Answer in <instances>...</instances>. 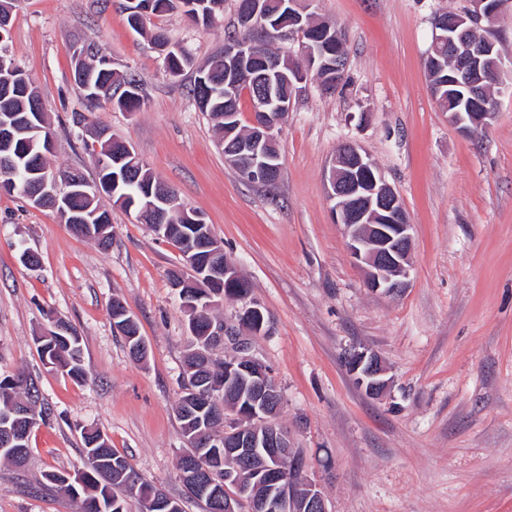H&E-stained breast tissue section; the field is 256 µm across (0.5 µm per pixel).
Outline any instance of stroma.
<instances>
[{
    "label": "stroma",
    "mask_w": 512,
    "mask_h": 512,
    "mask_svg": "<svg viewBox=\"0 0 512 512\" xmlns=\"http://www.w3.org/2000/svg\"><path fill=\"white\" fill-rule=\"evenodd\" d=\"M129 0H16L7 43L31 76L54 136L52 170L93 178V128L126 142L181 203L203 214L225 257L261 304L265 334L248 353L283 396L277 423L303 453L327 512H512V87L496 117L464 134L431 94L424 62L433 19L470 0H314L335 26L346 81L308 78L280 134L282 176L249 184L226 161L222 133L192 94L198 68L222 52L236 0L207 26L182 12L127 22ZM162 31L193 65L169 77L151 42ZM92 42L136 75L145 104L126 112L76 87V53ZM359 145L397 192L412 226L404 288H367L331 214L328 170ZM109 249L76 236L54 211L0 193V378L24 373L48 413L24 468L0 460V512H77L51 471L82 465V433L99 430L148 482L185 494L175 406L183 393L188 316L169 283L178 248L112 206ZM30 250L38 266L23 264ZM136 319L146 357L131 358L110 308ZM82 338L86 380L45 365L35 344L50 318ZM378 355L389 385L377 398L347 365Z\"/></svg>",
    "instance_id": "1"
}]
</instances>
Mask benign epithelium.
I'll return each mask as SVG.
<instances>
[{"mask_svg":"<svg viewBox=\"0 0 512 512\" xmlns=\"http://www.w3.org/2000/svg\"><path fill=\"white\" fill-rule=\"evenodd\" d=\"M299 0H288L289 13L294 27L274 31L269 27L266 0H238L237 28L250 29L257 34L251 40L236 37L224 43V94L232 98L247 84L255 89L257 103L252 115L251 128L236 142L237 158L243 161L241 170L252 180L267 185L276 184L282 170L275 166L271 148L278 145L282 125L290 112L293 97H282L277 92L281 82L297 89L307 80L308 73L327 70L331 80L321 84L325 90L342 84L345 77L344 58L333 49L332 40L323 37L318 41L304 42L307 69L280 68V55L271 43L285 40L293 32L309 29L304 22ZM509 0H471L467 14L442 13L434 18V46H448V58L454 62L449 83L466 89L471 103L482 107L480 112H454L453 120L468 132H476L490 125L493 109L483 100L489 99L488 82L499 86L504 74V59L495 52L492 41L479 42L471 37L477 26L485 23L492 27ZM37 189L30 199L37 208H57L60 195L47 189L58 187V177H49L47 170L37 171ZM328 195L334 202L335 221L345 228L347 246L354 257L365 265L366 286L374 291L394 293L405 286L410 271L412 249L411 224L405 215L397 193L386 182L368 155L350 142L342 144L330 167ZM65 184L71 191L87 196L114 197L110 185L89 183L78 178ZM176 207L186 223L197 228L204 224L203 217L193 210L176 205L169 188L157 182L149 193L143 210L164 215ZM223 248L217 240L201 247L182 250L183 266L174 269L171 285L178 291L183 305L207 309L227 288L241 295L246 285L241 282L237 268L220 263ZM257 336L265 331L264 314L259 304L251 301L241 309L238 325L224 326L225 338L240 340V330ZM350 370L357 383L370 396L384 392L388 381L380 359L366 351L349 357ZM239 370L253 379L252 398L245 411L237 414V423L224 430V512H291L293 502L304 500L308 512H327L321 490L307 476L294 485L284 483L281 473L270 466L258 472V480L266 487L257 497L252 482L241 478L238 463L241 459L264 450L275 457L291 450L288 432L272 422L280 405L281 393L265 367L253 358L242 361Z\"/></svg>","mask_w":512,"mask_h":512,"instance_id":"1","label":"benign epithelium"}]
</instances>
